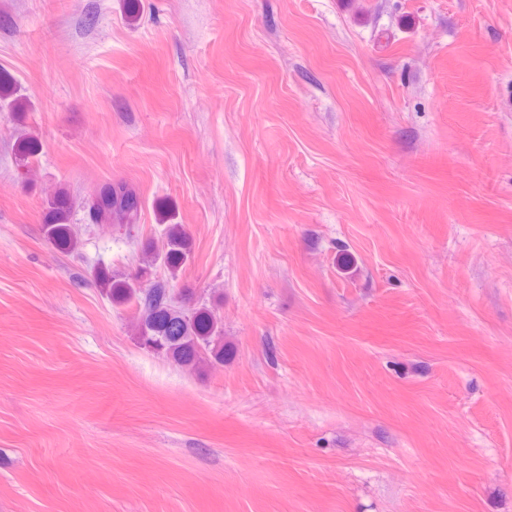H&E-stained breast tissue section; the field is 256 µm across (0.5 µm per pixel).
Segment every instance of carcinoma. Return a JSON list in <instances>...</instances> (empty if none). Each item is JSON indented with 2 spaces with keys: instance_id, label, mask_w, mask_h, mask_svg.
Masks as SVG:
<instances>
[{
  "instance_id": "1",
  "label": "carcinoma",
  "mask_w": 512,
  "mask_h": 512,
  "mask_svg": "<svg viewBox=\"0 0 512 512\" xmlns=\"http://www.w3.org/2000/svg\"><path fill=\"white\" fill-rule=\"evenodd\" d=\"M91 224L133 226L140 223L141 203L137 191L124 181L103 187L94 196L82 202ZM71 202L58 197L50 203V215L43 227L45 240L64 251L76 249L78 240L72 225L68 224ZM162 239L167 248L159 252L154 243L144 247V267L141 273L123 280L99 275L100 288L112 302L133 309L137 336L148 337L161 354L173 365L196 371L215 363H222L229 354L224 344V323L216 305L201 304L192 309L189 317L182 318L170 310L166 294L168 284L155 281L142 286L139 278L163 261L171 277L191 255V242L181 224H168Z\"/></svg>"
}]
</instances>
